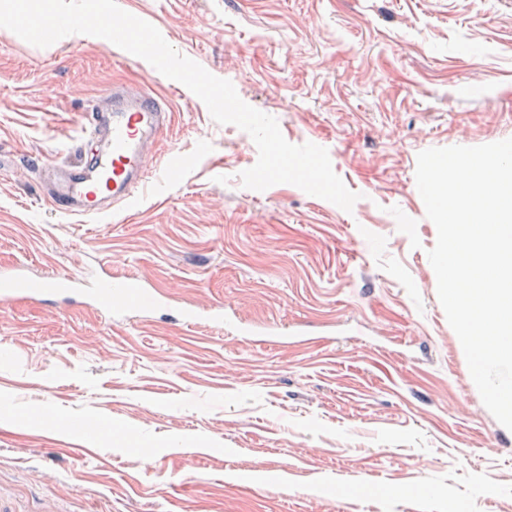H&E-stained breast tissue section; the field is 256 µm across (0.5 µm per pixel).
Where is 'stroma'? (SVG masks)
I'll list each match as a JSON object with an SVG mask.
<instances>
[{
  "mask_svg": "<svg viewBox=\"0 0 512 512\" xmlns=\"http://www.w3.org/2000/svg\"><path fill=\"white\" fill-rule=\"evenodd\" d=\"M232 82L291 144L327 149L352 211L258 192V149L109 40L0 27V267L109 264L159 305L105 317L0 305V503L11 512H512V431L484 406L437 296L429 148L512 138V0H118ZM164 99L153 180L70 217L72 160L115 84ZM190 157L170 168L172 154ZM224 306V326L185 309ZM94 417L136 443L91 440ZM150 442V450L138 441Z\"/></svg>",
  "mask_w": 512,
  "mask_h": 512,
  "instance_id": "obj_1",
  "label": "stroma"
}]
</instances>
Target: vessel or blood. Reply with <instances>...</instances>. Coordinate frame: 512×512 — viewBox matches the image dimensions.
Listing matches in <instances>:
<instances>
[{
    "label": "vessel or blood",
    "instance_id": "vessel-or-blood-1",
    "mask_svg": "<svg viewBox=\"0 0 512 512\" xmlns=\"http://www.w3.org/2000/svg\"><path fill=\"white\" fill-rule=\"evenodd\" d=\"M109 98V106L96 101L83 113L86 136L79 157L48 190L47 201L58 213L97 216L127 206L150 177L144 158L166 124L165 102L134 88H113ZM47 293L72 304L91 301L106 316L157 303L134 276L116 279L107 272L91 281L82 275L48 273L35 279L20 266L0 270L1 305Z\"/></svg>",
    "mask_w": 512,
    "mask_h": 512
}]
</instances>
